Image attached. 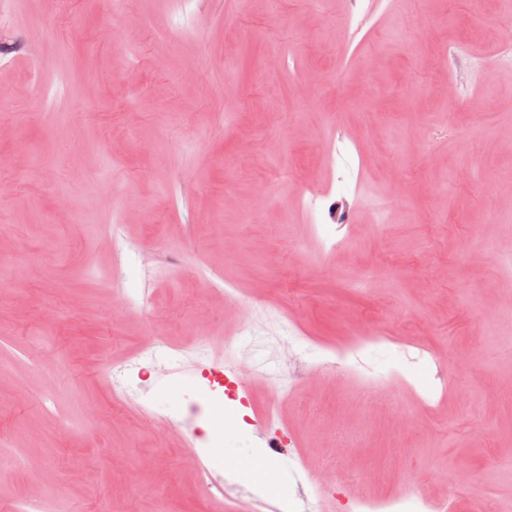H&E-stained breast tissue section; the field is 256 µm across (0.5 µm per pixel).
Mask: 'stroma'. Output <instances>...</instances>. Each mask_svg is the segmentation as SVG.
<instances>
[{"label":"stroma","instance_id":"1","mask_svg":"<svg viewBox=\"0 0 512 512\" xmlns=\"http://www.w3.org/2000/svg\"><path fill=\"white\" fill-rule=\"evenodd\" d=\"M103 4L0 0V512H212L185 456L275 392L284 494L230 506L512 502V70L431 63L512 0Z\"/></svg>","mask_w":512,"mask_h":512}]
</instances>
